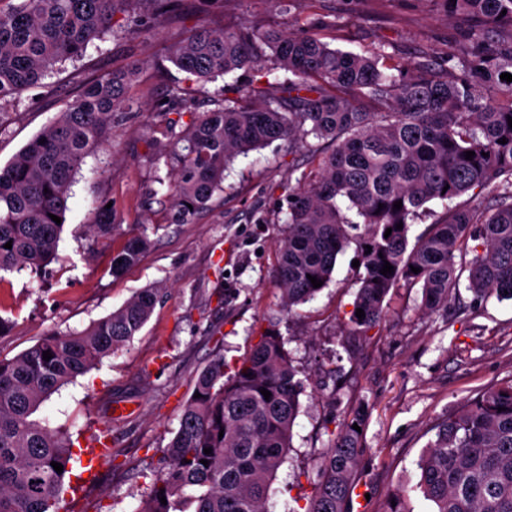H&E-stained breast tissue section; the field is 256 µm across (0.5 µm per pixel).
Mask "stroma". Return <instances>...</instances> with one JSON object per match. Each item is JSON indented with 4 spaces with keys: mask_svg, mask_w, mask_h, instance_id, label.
Returning <instances> with one entry per match:
<instances>
[{
    "mask_svg": "<svg viewBox=\"0 0 512 512\" xmlns=\"http://www.w3.org/2000/svg\"><path fill=\"white\" fill-rule=\"evenodd\" d=\"M213 10L210 0H191L177 21L153 19L140 33L94 41L82 58L9 98L0 116L3 165L90 80L140 66L128 89L129 111L76 177L56 259L0 279V315L14 323L10 336L0 339V355L9 358L49 334L87 328L141 289L161 291L130 342L37 412L81 446L105 430L112 440L111 457L94 473L77 467L67 477L63 512L73 504L80 512H137L164 466V450L201 371L218 354L233 371L270 332L286 340L307 388L293 447L269 491V512L306 506L332 433L359 405L366 418L353 512H386L390 495L401 490L410 491L415 512H427L428 503L411 488L436 424L479 390L512 379V301L492 297L475 306L463 289L441 317L424 310L420 285L403 281L388 295L382 321L354 336L349 316L360 282L351 246L338 257L327 288L284 311L274 269L288 217V183L311 165L303 149L283 141L238 158L223 196L190 222H175L172 198L158 190V178L168 172L160 162L168 141L156 129L154 110L184 77L166 63L169 48ZM224 23L305 26L338 48L362 55L381 50L402 62L444 63L463 40L460 22L448 19L441 0H293L285 13L272 0H224ZM241 86L233 74L206 84L179 103L172 118L187 124L192 113L236 96ZM103 203L111 204L117 223L109 237L90 229ZM142 233L149 245L139 261L112 277L113 249Z\"/></svg>",
    "mask_w": 512,
    "mask_h": 512,
    "instance_id": "35a3bbf8",
    "label": "stroma"
}]
</instances>
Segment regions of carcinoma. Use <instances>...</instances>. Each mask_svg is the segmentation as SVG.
<instances>
[{
    "label": "carcinoma",
    "instance_id": "obj_1",
    "mask_svg": "<svg viewBox=\"0 0 512 512\" xmlns=\"http://www.w3.org/2000/svg\"><path fill=\"white\" fill-rule=\"evenodd\" d=\"M442 3L448 17L465 24L463 44L448 55L443 74L427 61L334 48L303 27L213 29L204 21L170 51L169 61L196 84L241 70L249 75L240 96L215 101L185 127L158 121L170 140L168 191L181 220L212 205L224 191L226 167L240 155L285 140L318 161L316 173H302L288 193L274 276L289 312L327 287L353 242L364 269L349 319L355 331L381 321L387 296L402 280L422 286L430 312L448 314L460 288L457 251L473 253L466 286L473 302L512 300V82L500 79L512 75V0ZM177 6L179 0H16L0 10V100L80 58L108 33L137 34L151 17L176 19ZM135 76L131 68L92 82L0 168V272L42 268L56 257L63 225L50 215L65 218L73 178L107 140L115 113L129 108ZM502 138L506 143H498ZM320 141L333 144L321 158ZM468 151L475 152L470 160ZM490 186L494 204L450 207L409 245V222L426 204ZM9 241L12 248H4ZM147 245L144 234L128 239L112 254V276L136 264ZM386 262L394 272L383 275ZM310 275L322 286L313 287ZM156 300V290L145 288L82 331L0 355V512H59L74 444L34 414L129 342ZM358 308L365 318L356 316ZM298 374L286 341L274 333L228 378L223 356H216L200 373L201 397L186 401L165 449L167 467L137 512H267L305 392ZM350 415L323 455L305 512H352L363 437L353 425L364 427L365 412L358 407ZM416 467L414 490L429 512H512V379L480 390L441 423Z\"/></svg>",
    "mask_w": 512,
    "mask_h": 512
}]
</instances>
